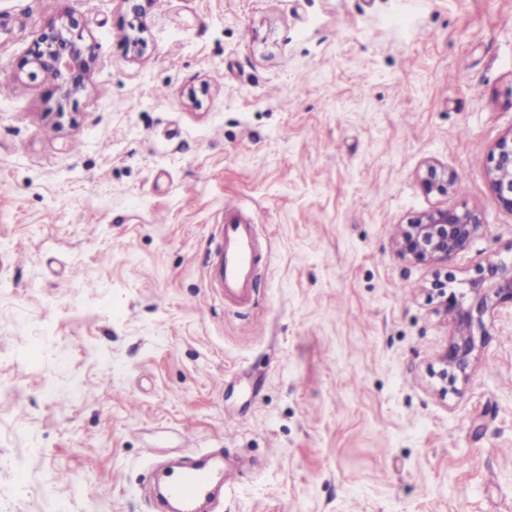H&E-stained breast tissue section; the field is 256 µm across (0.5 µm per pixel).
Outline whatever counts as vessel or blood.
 Returning a JSON list of instances; mask_svg holds the SVG:
<instances>
[{
  "instance_id": "obj_1",
  "label": "vessel or blood",
  "mask_w": 512,
  "mask_h": 512,
  "mask_svg": "<svg viewBox=\"0 0 512 512\" xmlns=\"http://www.w3.org/2000/svg\"><path fill=\"white\" fill-rule=\"evenodd\" d=\"M261 256L256 225L242 219L237 206H225L224 242L216 268L226 300L242 306L252 302ZM236 476V470L205 460L169 476L161 501L167 507L177 506L179 512H196L197 503L214 489L231 491Z\"/></svg>"
}]
</instances>
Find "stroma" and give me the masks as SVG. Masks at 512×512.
Returning <instances> with one entry per match:
<instances>
[{
  "label": "stroma",
  "instance_id": "obj_1",
  "mask_svg": "<svg viewBox=\"0 0 512 512\" xmlns=\"http://www.w3.org/2000/svg\"><path fill=\"white\" fill-rule=\"evenodd\" d=\"M138 5L0 0V512H153L147 471L213 450L244 463L214 512H512V310L441 397L436 269L394 247L441 206L481 222L449 276L512 258V0ZM69 13L66 99L20 65ZM228 202L263 244L246 308ZM486 177L499 204L512 213V129L503 133L491 149ZM419 185L427 195L447 196L457 189V174L447 166L428 162L424 175L419 177ZM238 207H224V242L216 268L224 299L246 306L253 300V285L261 261L257 224L238 215Z\"/></svg>",
  "mask_w": 512,
  "mask_h": 512
}]
</instances>
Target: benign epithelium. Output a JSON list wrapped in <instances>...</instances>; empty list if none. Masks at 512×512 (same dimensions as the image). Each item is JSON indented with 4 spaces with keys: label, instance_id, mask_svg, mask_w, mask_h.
<instances>
[{
    "label": "benign epithelium",
    "instance_id": "obj_1",
    "mask_svg": "<svg viewBox=\"0 0 512 512\" xmlns=\"http://www.w3.org/2000/svg\"><path fill=\"white\" fill-rule=\"evenodd\" d=\"M79 20L68 15L59 24H51L28 51L22 66L31 68L30 76L41 72L55 85V90L68 98L84 88L88 59L93 46L79 32ZM490 189L499 204L512 213V129L503 133L491 149L486 166ZM419 185L427 195L446 196L457 189V174L435 162L426 164ZM480 219L473 210L457 211L436 208L423 212L399 227L397 255L408 262L442 266L460 253L479 227ZM466 287L448 291V277L436 276L434 294L448 315L451 331L448 347L439 355L443 365L439 373L443 397L456 391L457 379H468L472 370L477 335H485V317L512 305V263L493 260L478 266L465 279Z\"/></svg>",
    "mask_w": 512,
    "mask_h": 512
}]
</instances>
